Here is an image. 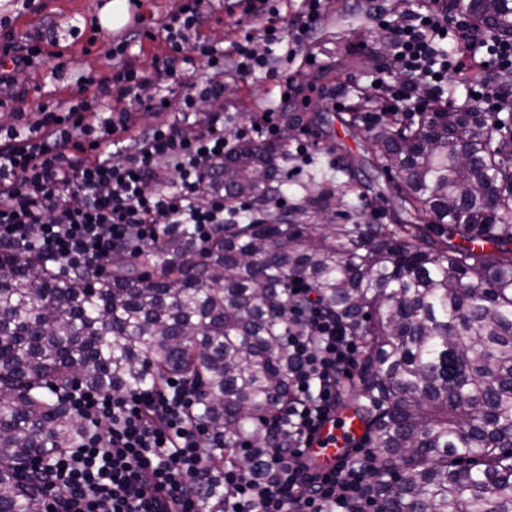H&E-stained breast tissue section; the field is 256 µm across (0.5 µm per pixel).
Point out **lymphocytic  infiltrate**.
I'll list each match as a JSON object with an SVG mask.
<instances>
[{
    "label": "lymphocytic infiltrate",
    "instance_id": "lymphocytic-infiltrate-1",
    "mask_svg": "<svg viewBox=\"0 0 512 512\" xmlns=\"http://www.w3.org/2000/svg\"><path fill=\"white\" fill-rule=\"evenodd\" d=\"M388 23L396 46L390 67L404 81L388 85L396 102L424 105L437 99L448 71L439 43L451 22L441 0ZM211 0H184L158 22L165 50L156 76L186 83L181 111L197 102L223 101L225 70L247 74L268 68L251 43L231 56L201 42ZM40 36L0 38V90L18 101L16 76L42 54ZM129 40L110 44L122 58L98 80V96L137 97L144 82L125 57ZM212 75L194 79L196 57ZM131 129L127 115L105 114L87 102L58 101L35 120L0 127V248L32 251L63 270L105 274L112 257H135L156 248L177 224L194 227L205 243L224 223V194L209 190L215 165L234 146L224 136V116L210 114L196 129L155 126L134 135L124 161L112 159L114 134ZM289 295L298 306L288 321L293 353L288 368L291 400L269 423V447L251 448L252 467L212 471L213 438L192 416L202 395L174 379L160 389L104 392L77 388L66 393L72 410L89 426L78 448L38 461L44 471V512H202L205 496L222 491L228 512H380L377 459L363 445L333 471L306 462L320 426L337 409L336 379L357 362V346L342 332L306 282Z\"/></svg>",
    "mask_w": 512,
    "mask_h": 512
}]
</instances>
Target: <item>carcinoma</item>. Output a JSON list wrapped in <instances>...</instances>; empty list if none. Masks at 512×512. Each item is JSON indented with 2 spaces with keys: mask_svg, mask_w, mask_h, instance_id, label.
Masks as SVG:
<instances>
[{
  "mask_svg": "<svg viewBox=\"0 0 512 512\" xmlns=\"http://www.w3.org/2000/svg\"><path fill=\"white\" fill-rule=\"evenodd\" d=\"M484 46L512 38L505 0H450ZM396 179L405 222L305 224L359 183L318 185L286 213L275 143L224 157V208L205 247L170 232L155 256L121 255L107 276L63 274L0 249V512H42L37 459L78 448L88 426L61 392L199 382L213 465L271 442L288 407V288L306 281L358 343L337 380L376 449L382 512H512V100L497 113L434 103L418 120L365 128ZM266 168L259 182L255 173Z\"/></svg>",
  "mask_w": 512,
  "mask_h": 512,
  "instance_id": "carcinoma-1",
  "label": "carcinoma"
}]
</instances>
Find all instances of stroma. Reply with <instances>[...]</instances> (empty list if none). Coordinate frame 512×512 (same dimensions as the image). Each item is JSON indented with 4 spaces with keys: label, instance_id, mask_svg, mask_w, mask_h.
<instances>
[{
    "label": "stroma",
    "instance_id": "1",
    "mask_svg": "<svg viewBox=\"0 0 512 512\" xmlns=\"http://www.w3.org/2000/svg\"><path fill=\"white\" fill-rule=\"evenodd\" d=\"M106 0H41L42 11L23 9L21 0H0V20L20 32H35L50 19L60 23L56 55L46 58L30 70L17 74L16 86L24 90L21 105L25 119H35L42 104L67 97L76 88L79 76L89 75L83 97L93 99L95 82L109 74L116 65L106 55L110 42L136 31L135 14L163 17L176 11L183 0H140L131 7V20L124 28H97L95 19ZM427 0H323L322 10L312 41L299 46L291 39L271 44L258 42L261 54L270 58L272 71L245 75L225 73V83L232 86L224 97V128L232 140L256 141L250 131V118L265 109H274L280 127L290 118L302 117L294 135L283 137L282 146L289 152L290 172L283 181L282 198L293 205L304 194L311 177L326 178L335 184L338 166L354 162L357 178L375 174L378 160L364 138L362 128H350L349 114L354 110L379 115L392 101L379 87L382 72L388 69L394 46L385 27L405 12L423 8ZM247 19L242 7L227 8L224 0H214L212 16L204 34L214 48L231 52L242 40ZM137 33V31H136ZM448 58L452 64L465 62L466 67L449 69L439 97L441 103L462 105L473 101V90L480 81L482 69H495L488 53L463 40L449 41ZM160 41L137 33L128 58L139 70L152 72L156 55L162 54ZM287 77V90H280V77ZM108 110L129 113L137 129L172 122L185 126L200 124L206 117L205 107L192 112L168 110L151 112L126 98H110ZM314 145L311 162L295 157L297 144Z\"/></svg>",
    "mask_w": 512,
    "mask_h": 512
}]
</instances>
